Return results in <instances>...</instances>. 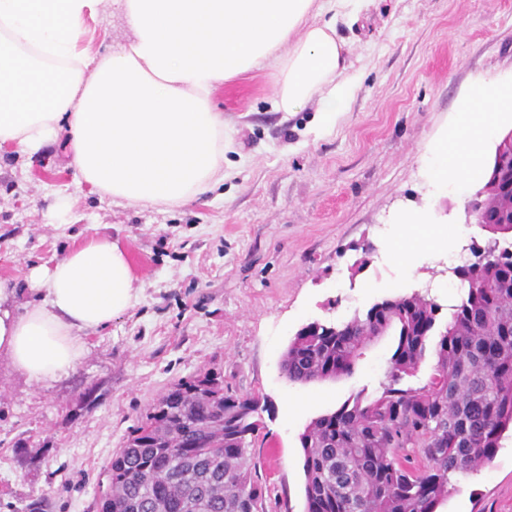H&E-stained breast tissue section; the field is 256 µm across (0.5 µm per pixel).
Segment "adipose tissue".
<instances>
[{"label":"adipose tissue","instance_id":"adipose-tissue-1","mask_svg":"<svg viewBox=\"0 0 512 512\" xmlns=\"http://www.w3.org/2000/svg\"><path fill=\"white\" fill-rule=\"evenodd\" d=\"M106 0H0V147L40 159L63 144L80 183L113 201L174 209L224 180L232 140L214 97L269 70L271 106L317 102L335 124L351 96L336 24L358 0H113L130 28L88 54L87 17ZM512 115V82L475 86L430 159L436 185H476L486 147ZM34 300L18 307L20 286ZM127 252L95 235L23 282L0 279V356L35 385L74 371L86 338L138 298Z\"/></svg>","mask_w":512,"mask_h":512}]
</instances>
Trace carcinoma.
Returning a JSON list of instances; mask_svg holds the SVG:
<instances>
[{
  "mask_svg": "<svg viewBox=\"0 0 512 512\" xmlns=\"http://www.w3.org/2000/svg\"><path fill=\"white\" fill-rule=\"evenodd\" d=\"M453 273L468 290L444 324L438 304L412 293L289 342L281 366L307 385L351 373L377 335L397 333L381 392L345 400L301 434L305 512H437L450 477L490 463L512 430V252ZM430 352L427 384H406ZM256 402L224 391L213 371L172 384L113 453L98 512H258L259 424L241 413ZM52 508L42 493L16 512Z\"/></svg>",
  "mask_w": 512,
  "mask_h": 512,
  "instance_id": "carcinoma-1",
  "label": "carcinoma"
}]
</instances>
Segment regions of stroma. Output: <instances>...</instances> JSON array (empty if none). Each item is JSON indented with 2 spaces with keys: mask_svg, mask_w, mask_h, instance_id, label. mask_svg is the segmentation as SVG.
Masks as SVG:
<instances>
[{
  "mask_svg": "<svg viewBox=\"0 0 512 512\" xmlns=\"http://www.w3.org/2000/svg\"><path fill=\"white\" fill-rule=\"evenodd\" d=\"M129 34L107 10L87 20L82 45L93 54ZM336 34L355 87L335 125L320 130L311 106L274 111L270 72L225 84L215 97L233 141L224 182L180 208L92 193L56 147L45 162L0 149V278L23 279L99 233L120 241L141 285L131 309L88 337L69 376L37 386L0 367V512L44 491L53 512H97L106 467L141 415L171 384L208 370L231 393L272 404L255 441L259 512H305L301 433L351 395H376L395 339L370 343L348 375L301 385L281 369L296 331L413 292L444 322L464 297L448 253L487 233L467 224L466 199L437 192L424 157L475 80L512 76V0H364ZM58 197L70 211L53 224ZM415 209L431 210L438 233L468 231L416 263L396 259L384 227ZM92 387L99 401L80 408ZM19 445L39 463L18 462ZM453 483L439 512H512V438Z\"/></svg>",
  "mask_w": 512,
  "mask_h": 512,
  "instance_id": "1",
  "label": "stroma"
}]
</instances>
